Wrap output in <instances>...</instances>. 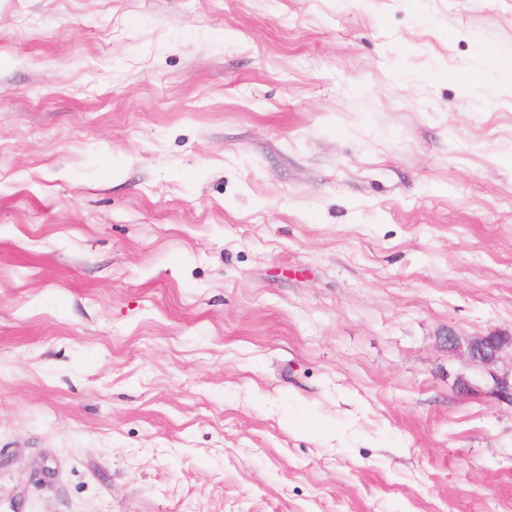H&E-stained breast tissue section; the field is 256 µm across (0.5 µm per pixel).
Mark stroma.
Instances as JSON below:
<instances>
[{"label": "stroma", "instance_id": "stroma-1", "mask_svg": "<svg viewBox=\"0 0 512 512\" xmlns=\"http://www.w3.org/2000/svg\"><path fill=\"white\" fill-rule=\"evenodd\" d=\"M512 0H0V512H512ZM472 389H457L458 379ZM507 344L512 345V336H500L492 331L469 342L466 346L467 356L474 363L489 364L497 359Z\"/></svg>", "mask_w": 512, "mask_h": 512}]
</instances>
